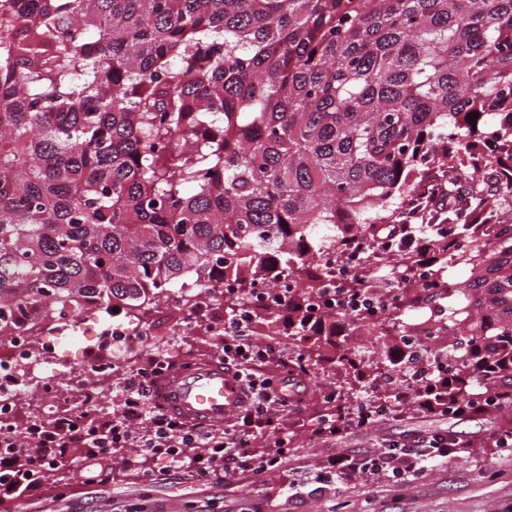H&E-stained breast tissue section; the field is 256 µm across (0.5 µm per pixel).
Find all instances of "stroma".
Wrapping results in <instances>:
<instances>
[{"label": "stroma", "mask_w": 512, "mask_h": 512, "mask_svg": "<svg viewBox=\"0 0 512 512\" xmlns=\"http://www.w3.org/2000/svg\"><path fill=\"white\" fill-rule=\"evenodd\" d=\"M223 320V306L213 307L199 327L160 337L158 356L188 362L214 357L220 342L215 326ZM301 390L299 409L285 416L296 438L288 466L260 475L229 471L212 485L183 468L158 474L145 487L136 477L117 476L113 465L126 454L119 448L101 466L106 481L86 486L75 470H64L62 478H49L41 498L23 504L22 512H512V453L489 441L498 416L443 418L414 407L403 420L325 441L314 433L321 385L306 379ZM446 431L473 441V456L436 463L423 478L406 485L382 478L357 480L325 493L316 489L321 465L338 452L370 456L392 442Z\"/></svg>", "instance_id": "stroma-1"}]
</instances>
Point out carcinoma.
I'll return each mask as SVG.
<instances>
[{"instance_id":"1","label":"carcinoma","mask_w":512,"mask_h":512,"mask_svg":"<svg viewBox=\"0 0 512 512\" xmlns=\"http://www.w3.org/2000/svg\"><path fill=\"white\" fill-rule=\"evenodd\" d=\"M477 115L471 119V115ZM512 0H3L0 4V337L84 302L148 320L169 292L230 279L224 315L251 327L256 277L288 272V369L342 377L348 420L377 382L417 406L462 408L486 380L512 412ZM426 183L429 221L398 224ZM346 239L389 277L394 319L448 284L429 385L364 319L310 301ZM469 272L445 277L448 252ZM426 264L431 281L404 276Z\"/></svg>"}]
</instances>
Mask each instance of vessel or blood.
<instances>
[{"label": "vessel or blood", "mask_w": 512, "mask_h": 512, "mask_svg": "<svg viewBox=\"0 0 512 512\" xmlns=\"http://www.w3.org/2000/svg\"><path fill=\"white\" fill-rule=\"evenodd\" d=\"M151 401L188 422L214 425L247 405L249 396L233 371L214 358L163 373L152 389Z\"/></svg>", "instance_id": "b4317fda"}]
</instances>
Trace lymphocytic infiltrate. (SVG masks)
<instances>
[{
  "instance_id": "lymphocytic-infiltrate-1",
  "label": "lymphocytic infiltrate",
  "mask_w": 512,
  "mask_h": 512,
  "mask_svg": "<svg viewBox=\"0 0 512 512\" xmlns=\"http://www.w3.org/2000/svg\"><path fill=\"white\" fill-rule=\"evenodd\" d=\"M277 353V341L262 344L246 325H225L219 354L244 385L250 401L233 412L227 427L218 433L187 425L151 404L150 387L161 369L154 356L122 378L120 411L106 407L93 419L77 416L54 422L32 442L21 440L15 427L1 425L0 512H12L18 503L40 497L44 473L70 461L78 462L82 483L99 482L97 465L110 460L117 448L127 451L123 468L143 482L150 481L159 468L187 465L207 481L225 470L261 474L287 460L294 452V437L282 419L287 402L280 393L289 374L284 369L276 375L266 371L268 364L276 362ZM270 433L275 436L273 452H254L252 439ZM471 450L468 441L433 433L407 445L390 443L375 456L339 452L323 464L320 482L328 487L384 471L395 482L408 484L422 478L431 463Z\"/></svg>"
}]
</instances>
